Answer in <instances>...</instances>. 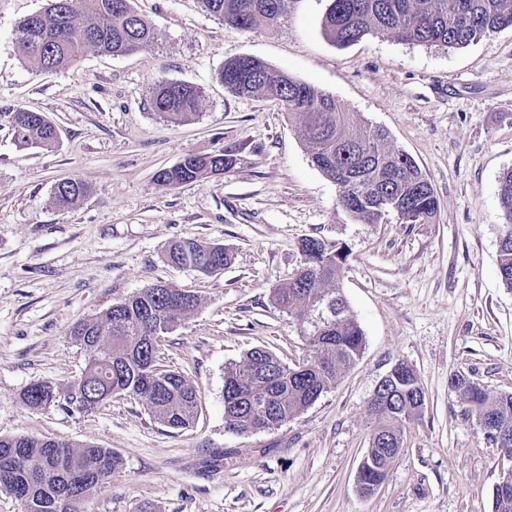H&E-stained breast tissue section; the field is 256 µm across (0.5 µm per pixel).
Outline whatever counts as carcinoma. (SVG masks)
<instances>
[{"mask_svg":"<svg viewBox=\"0 0 512 512\" xmlns=\"http://www.w3.org/2000/svg\"><path fill=\"white\" fill-rule=\"evenodd\" d=\"M206 12L224 24L249 30H272L288 13L291 0H200ZM333 44L346 47L367 35L445 49L465 47L487 35L512 28V0H331L322 22ZM155 42V32L131 7V0H47L18 25L14 46L21 62L40 74H53L94 48L121 56ZM224 88L236 95L258 96L280 104L299 120V134L311 163L339 189L343 209L366 224H379L395 212L406 224H427L438 203L431 184L408 154L393 148L385 130L359 126L333 96L271 68L250 56L236 55L217 72ZM152 107L162 118L179 123L199 111L201 93L193 85L158 79L150 88ZM14 137L22 146L51 151L54 124L41 112L17 107L7 112ZM234 163L220 150L186 155L181 163L158 172L157 181L171 188L227 171ZM87 192L79 178L54 188L58 205L75 204ZM502 235L498 275L512 292V169L499 184ZM303 264L292 279L274 289L278 306L297 320L308 345L306 359L290 367L264 348H254L226 368L224 420L228 429L246 434L269 429L313 405L353 366L364 347L362 329L341 293L346 254L316 239L301 243ZM167 259L177 267L216 274L231 262L220 244L185 238L173 243ZM198 298L166 285H152L126 297L99 315L77 323L71 336L100 337L87 350L89 362L71 391L80 410H92L108 399H140L165 426L180 429L197 415V393L178 372L163 368L156 356L157 337L181 317L191 315ZM399 400L375 407L365 457L367 479L383 484L400 452L401 430L419 417L425 403L414 399L422 386L416 372L401 362ZM478 421L490 419L488 439L512 457V393L489 396L460 377L450 381ZM55 388L37 382L24 390L32 409L52 403ZM121 458L109 448L28 436L0 437V489L10 492L23 512H83V503L112 478ZM492 512H512V486L492 493Z\"/></svg>","mask_w":512,"mask_h":512,"instance_id":"obj_1","label":"carcinoma"}]
</instances>
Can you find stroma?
Listing matches in <instances>:
<instances>
[{"label": "stroma", "instance_id": "1", "mask_svg": "<svg viewBox=\"0 0 512 512\" xmlns=\"http://www.w3.org/2000/svg\"><path fill=\"white\" fill-rule=\"evenodd\" d=\"M45 0H0V435L65 439L122 459L85 512H490L512 459L485 436L448 379L512 392V293L498 277V190L512 169V29L444 49L366 36L347 47L323 34L330 0H292L274 32L225 26L199 0H131L157 36L123 56L87 50L44 75L14 52L17 24ZM234 55L258 58L334 96L362 124L384 128L429 179L432 223L396 214L366 224L338 203L312 165L298 120L276 102L228 93L216 74ZM160 78L202 92L199 112L164 121L150 105ZM23 106L59 131L54 151L17 146L6 118ZM226 151L235 168L171 188L159 170L189 154ZM86 195L61 208L59 181ZM224 245L206 275L164 257L175 240ZM344 248L341 286L365 336L361 358L304 413L246 435L224 424V370L256 347L295 365L307 345L273 290L300 267L301 243ZM153 284L195 294L157 345L187 377L199 412L159 424L119 396L85 411L67 388L88 356L79 321ZM420 378L426 405L404 430L386 481L369 496L357 471L369 446V402L396 363ZM44 381L54 404L28 408ZM55 394V388L48 382H37L31 384L22 393V401L32 409H39L49 406L56 398L52 399Z\"/></svg>", "mask_w": 512, "mask_h": 512}]
</instances>
